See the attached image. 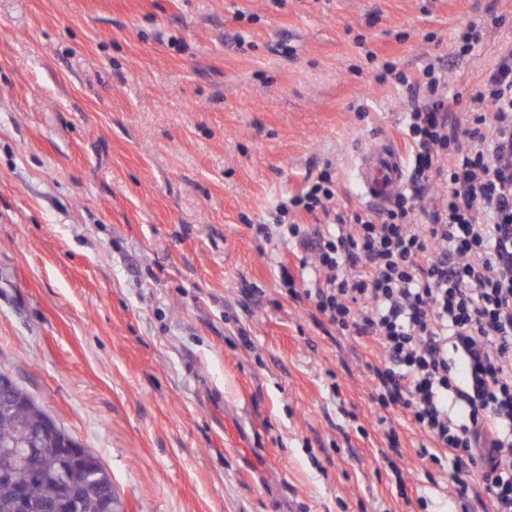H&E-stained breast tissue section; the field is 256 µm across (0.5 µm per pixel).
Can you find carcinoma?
Masks as SVG:
<instances>
[{"mask_svg": "<svg viewBox=\"0 0 512 512\" xmlns=\"http://www.w3.org/2000/svg\"><path fill=\"white\" fill-rule=\"evenodd\" d=\"M7 379L5 404L0 405V512H39L41 505L61 501L64 512H101L105 492L112 489V477L103 464L63 462L49 455L41 469H26L18 451L28 446L30 435L44 428L48 412L12 378ZM13 484L24 491L19 500L7 488ZM77 497L67 499V489Z\"/></svg>", "mask_w": 512, "mask_h": 512, "instance_id": "carcinoma-1", "label": "carcinoma"}]
</instances>
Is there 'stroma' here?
<instances>
[{
	"instance_id": "35a3bbf8",
	"label": "stroma",
	"mask_w": 512,
	"mask_h": 512,
	"mask_svg": "<svg viewBox=\"0 0 512 512\" xmlns=\"http://www.w3.org/2000/svg\"><path fill=\"white\" fill-rule=\"evenodd\" d=\"M497 16L448 72L464 96L512 0H0V370L101 458L114 512H454L362 340L250 227L327 162L364 209L358 153L405 141L384 64L419 77Z\"/></svg>"
}]
</instances>
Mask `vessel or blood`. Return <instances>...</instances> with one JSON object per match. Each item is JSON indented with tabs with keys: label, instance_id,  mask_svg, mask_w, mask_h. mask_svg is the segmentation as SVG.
Returning <instances> with one entry per match:
<instances>
[{
	"label": "vessel or blood",
	"instance_id": "vessel-or-blood-1",
	"mask_svg": "<svg viewBox=\"0 0 512 512\" xmlns=\"http://www.w3.org/2000/svg\"><path fill=\"white\" fill-rule=\"evenodd\" d=\"M355 180L370 202L387 203L406 184V168L400 149L389 140L370 143L357 156Z\"/></svg>",
	"mask_w": 512,
	"mask_h": 512
}]
</instances>
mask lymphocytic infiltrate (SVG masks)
<instances>
[{"instance_id": "lymphocytic-infiltrate-1", "label": "lymphocytic infiltrate", "mask_w": 512, "mask_h": 512, "mask_svg": "<svg viewBox=\"0 0 512 512\" xmlns=\"http://www.w3.org/2000/svg\"><path fill=\"white\" fill-rule=\"evenodd\" d=\"M482 38L467 25L418 79L385 67L412 91V192L377 212L335 214L326 171L277 204L275 228L316 259L312 280L282 270L290 296L372 342L373 400L404 411L422 434L420 456L457 486L456 512H512V43L471 93L466 117L446 80L448 63H463ZM433 178L447 196L416 208ZM297 213L335 226L292 222Z\"/></svg>"}]
</instances>
